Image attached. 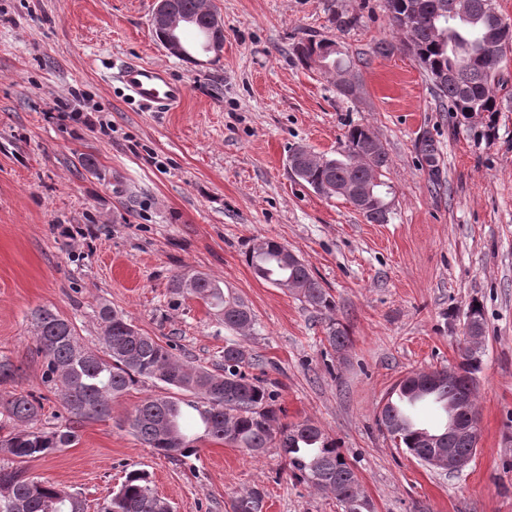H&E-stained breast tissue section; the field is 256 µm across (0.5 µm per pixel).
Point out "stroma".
<instances>
[{
    "label": "stroma",
    "instance_id": "stroma-1",
    "mask_svg": "<svg viewBox=\"0 0 512 512\" xmlns=\"http://www.w3.org/2000/svg\"><path fill=\"white\" fill-rule=\"evenodd\" d=\"M224 19V51L193 65L168 55L150 24L153 0H0V358L20 377L0 394L58 396L43 382L33 309L71 319L97 346V307L122 311L194 367L216 368L243 344L277 382L279 420L314 421L354 465L375 512H512V51L498 71L502 110L492 139L442 111L433 84L391 25L383 0H208ZM332 39L361 76L356 97L293 53ZM392 43L378 55V42ZM167 67L189 94L174 112H146L105 75L114 59ZM100 105V132L72 117L74 95ZM362 124L391 160L388 223L316 194L289 166L290 149L336 153ZM438 148L439 183L418 146ZM97 161L85 170L79 156ZM278 240L334 298L318 310L258 279L253 241ZM201 272L256 318L249 336L202 300L172 294L174 275ZM483 314L474 459L448 474L395 447L378 423L410 372L460 361L467 313ZM350 343L332 349L331 324ZM146 383L84 423L76 445L24 461L28 475L81 493L97 512L128 471L145 470L175 512H229L264 492L263 512H341L333 493L297 482L278 449L255 456L200 441L173 461L142 444L127 418ZM264 494L258 488H252L236 497L231 503L232 512H261Z\"/></svg>",
    "mask_w": 512,
    "mask_h": 512
}]
</instances>
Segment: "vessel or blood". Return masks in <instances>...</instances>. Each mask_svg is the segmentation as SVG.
<instances>
[{"label": "vessel or blood", "instance_id": "1", "mask_svg": "<svg viewBox=\"0 0 512 512\" xmlns=\"http://www.w3.org/2000/svg\"><path fill=\"white\" fill-rule=\"evenodd\" d=\"M111 77L122 86L130 100L152 112L177 108L189 91L187 84L175 79L167 68L135 59L113 62Z\"/></svg>", "mask_w": 512, "mask_h": 512}]
</instances>
